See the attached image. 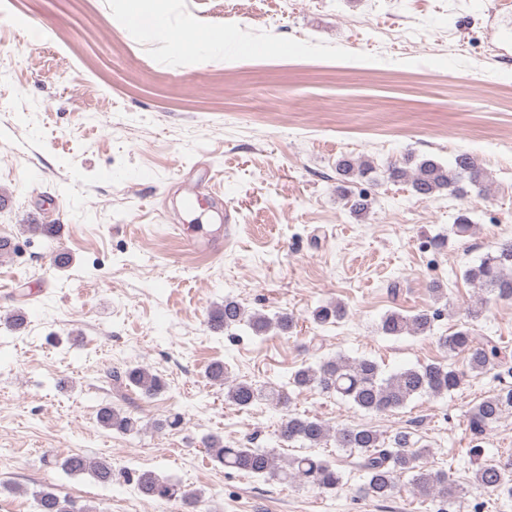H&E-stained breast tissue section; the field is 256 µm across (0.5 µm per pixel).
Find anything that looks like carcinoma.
I'll return each mask as SVG.
<instances>
[{
  "label": "carcinoma",
  "mask_w": 512,
  "mask_h": 512,
  "mask_svg": "<svg viewBox=\"0 0 512 512\" xmlns=\"http://www.w3.org/2000/svg\"><path fill=\"white\" fill-rule=\"evenodd\" d=\"M340 176L366 178L374 173L367 159H343L338 163ZM387 179L393 182L408 181L413 191L422 197L448 190L453 194L465 191L463 182L482 188L485 173L476 159L462 152L445 166L433 159H423L413 171L390 163L386 168ZM465 275L479 284L496 301H512V240L498 244L495 251L484 257L480 264L466 270ZM486 300L480 299L468 309L467 322L449 336L438 337L448 353L467 354V370L461 371L448 363H428L399 370L385 378L379 364L362 358L350 360L341 356L308 364L297 369L289 383L299 389H313L338 396L366 412H387L404 407L411 399L423 396H440L461 387L467 373L496 371L501 387L494 394L482 399L466 412L467 430L471 436L469 453L482 454L481 443L500 417L512 410V356L489 336H477L474 324L484 317ZM346 314L339 303H328L313 311L314 322L325 325L334 323ZM438 313L419 310L413 314L390 311L381 320V330L388 336L424 335L431 330ZM212 329L230 331L243 324L255 336H264L274 330L287 336L296 327L294 316L282 312L272 318L250 312L237 300L224 299V305L209 314ZM109 378L116 390L136 389L142 397L151 398L164 390L162 378L148 367L128 366L122 370H109ZM208 379L227 387L225 399L240 409L250 408L259 398V392L248 381H229L228 367L222 360L213 361L207 370ZM98 423L109 430L125 435L139 432L142 419L109 405L98 413ZM276 437L284 443H297L302 448H319L332 437L336 447L348 448L360 458V467L366 473V483L361 491L374 497H389L398 487L400 479L410 476L409 483L421 497L434 498L440 494L453 495L456 487L442 471H432L423 466L428 453L424 446L417 447L411 434L397 431L384 439L366 427H342L331 431L322 420L308 415L289 413L278 426ZM204 447L211 458L220 465L243 471L250 475L276 479L282 483H301L323 491L341 487L342 475L329 460L317 454H303L283 458L275 448H250L237 443L226 444L218 436H209ZM62 469L71 475L89 473L99 483L112 482V462L92 460L82 455L65 458ZM475 483L484 489L512 499V464L484 463L475 471ZM136 486L147 497L165 501H180L189 508L197 507L200 496L185 491L177 484L158 477L152 471L136 474ZM37 512H96L88 506L62 498L51 490L37 494Z\"/></svg>",
  "instance_id": "1"
}]
</instances>
